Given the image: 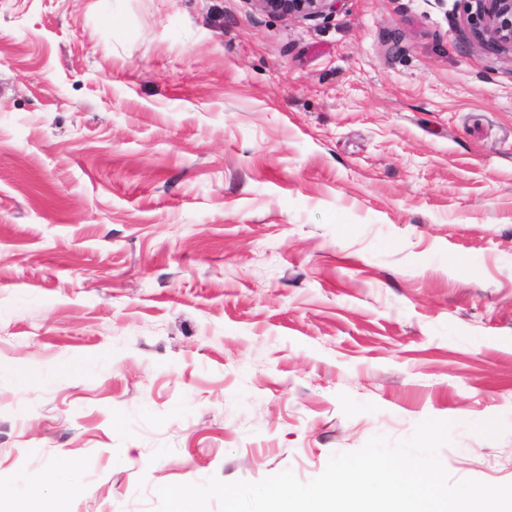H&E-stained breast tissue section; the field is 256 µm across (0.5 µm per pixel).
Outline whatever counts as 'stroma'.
<instances>
[{
	"label": "stroma",
	"instance_id": "obj_1",
	"mask_svg": "<svg viewBox=\"0 0 512 512\" xmlns=\"http://www.w3.org/2000/svg\"><path fill=\"white\" fill-rule=\"evenodd\" d=\"M428 418L512 483V55L458 0H0V485L155 512ZM265 12L314 19L333 10L339 0H256ZM46 485L55 490L59 500L67 499L73 492L71 479L63 470L51 469L43 483H29L24 490L26 509L23 512H47L44 509V488Z\"/></svg>",
	"mask_w": 512,
	"mask_h": 512
}]
</instances>
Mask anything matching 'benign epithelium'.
Returning <instances> with one entry per match:
<instances>
[{"label": "benign epithelium", "mask_w": 512, "mask_h": 512, "mask_svg": "<svg viewBox=\"0 0 512 512\" xmlns=\"http://www.w3.org/2000/svg\"><path fill=\"white\" fill-rule=\"evenodd\" d=\"M268 13L314 19L336 7L339 0H256ZM465 24L487 49L512 53V0H459Z\"/></svg>", "instance_id": "7a95c632"}]
</instances>
